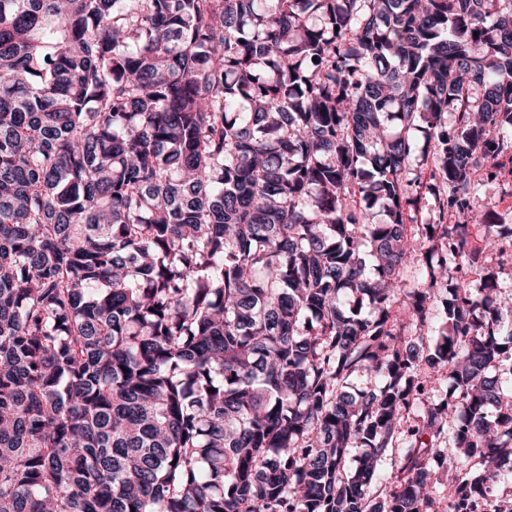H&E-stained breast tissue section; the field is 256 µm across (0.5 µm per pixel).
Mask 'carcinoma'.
Wrapping results in <instances>:
<instances>
[{
  "label": "carcinoma",
  "mask_w": 512,
  "mask_h": 512,
  "mask_svg": "<svg viewBox=\"0 0 512 512\" xmlns=\"http://www.w3.org/2000/svg\"><path fill=\"white\" fill-rule=\"evenodd\" d=\"M505 155L512 0H0V512H504ZM473 210L475 215L467 224H476L471 230L476 246L485 245V224H508L512 227V196L503 194L498 184L485 183L480 186Z\"/></svg>",
  "instance_id": "carcinoma-1"
}]
</instances>
